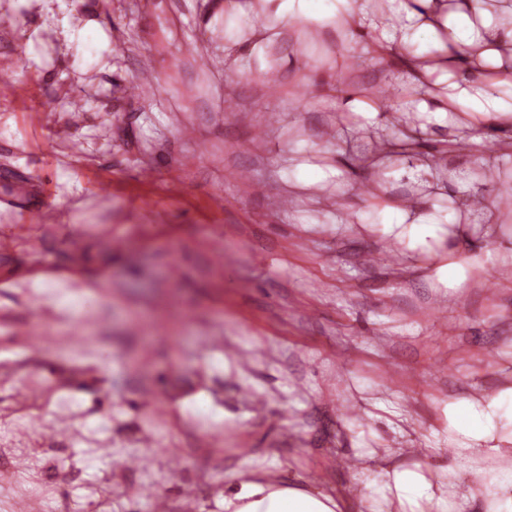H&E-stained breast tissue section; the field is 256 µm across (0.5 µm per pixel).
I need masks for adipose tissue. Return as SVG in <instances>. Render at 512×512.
Wrapping results in <instances>:
<instances>
[{
    "instance_id": "obj_1",
    "label": "adipose tissue",
    "mask_w": 512,
    "mask_h": 512,
    "mask_svg": "<svg viewBox=\"0 0 512 512\" xmlns=\"http://www.w3.org/2000/svg\"><path fill=\"white\" fill-rule=\"evenodd\" d=\"M372 0H280L263 11L264 28L299 20L339 19L342 26L375 33L384 52L403 54L416 89L412 103L427 122L465 128L476 123L512 130V0H389L392 16L380 20ZM441 72L447 92L423 94L424 79ZM421 213L394 200L378 213L382 232L410 251L430 253L458 223ZM446 443L462 457L456 466L412 463L387 469L384 485L404 512H512V376L498 388L449 398L443 409ZM226 512H362V506L318 490L272 487L252 480L232 483Z\"/></svg>"
}]
</instances>
